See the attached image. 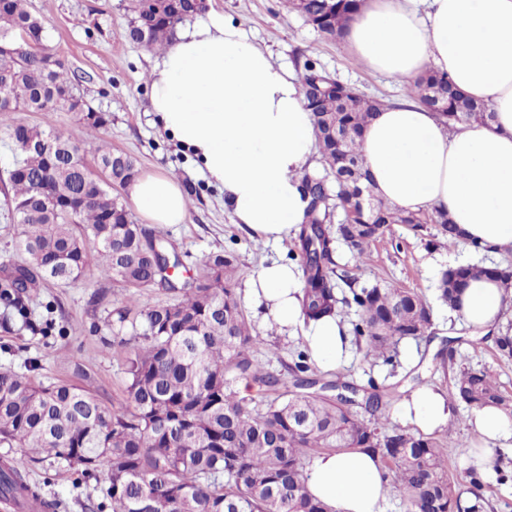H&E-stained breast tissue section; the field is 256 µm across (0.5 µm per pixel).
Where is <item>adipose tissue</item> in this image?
<instances>
[{
  "mask_svg": "<svg viewBox=\"0 0 512 512\" xmlns=\"http://www.w3.org/2000/svg\"><path fill=\"white\" fill-rule=\"evenodd\" d=\"M344 39L372 70L408 80L430 68L490 104L492 122L454 127L411 99L384 106L365 127L361 152L376 195L391 206L447 212L480 251L512 250V0H428L423 16L410 0H370ZM148 110L256 241L279 243L305 223L301 176L317 156L312 114L297 79L239 26L214 12L178 34L151 69ZM128 194L146 223L187 219L182 188L163 173L139 175ZM302 289L297 265L275 261L250 281L246 300L279 332H301L316 366L335 369L347 355L342 329L333 318L305 321ZM511 300L499 280H474L456 313L480 338ZM397 416L432 434L447 427L453 407L423 384L402 399ZM471 425L482 441L471 465L484 478L512 447V419L485 406L474 409ZM304 482L332 512H385L389 488L362 449L318 453Z\"/></svg>",
  "mask_w": 512,
  "mask_h": 512,
  "instance_id": "ef3b65f1",
  "label": "adipose tissue"
}]
</instances>
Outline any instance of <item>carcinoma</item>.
I'll return each mask as SVG.
<instances>
[{
	"instance_id": "cac0c4a2",
	"label": "carcinoma",
	"mask_w": 512,
	"mask_h": 512,
	"mask_svg": "<svg viewBox=\"0 0 512 512\" xmlns=\"http://www.w3.org/2000/svg\"><path fill=\"white\" fill-rule=\"evenodd\" d=\"M283 3L326 39L343 37L362 7L359 0ZM125 10L127 38L161 49L199 4L127 0ZM24 32L39 47L0 55V115L73 111L74 87L66 63L45 44V20L29 10L28 0H0V43ZM296 64L324 170L333 176L301 177L309 206L293 258L303 274L302 312L310 322L357 309L352 334L363 358L392 365L400 342L427 335L431 310L418 293L395 284L356 286L348 272L338 273L337 243L365 264L368 246L390 224L416 231L438 224L450 241L460 231L445 212L406 213L377 198L360 138L381 99L355 88L344 94L309 49L297 52ZM405 92L449 126L491 118L485 104L457 97L450 78L435 71L411 80ZM76 117L94 138L108 122L87 105ZM7 136L18 152L9 182L26 259L0 266V302L26 324V300L44 281L69 285L90 269L129 293L105 318L117 336L112 355L125 365L127 405L111 411L86 389L0 371V445L19 451L0 460L1 500L56 512L58 503L28 483L26 466L37 463L87 477L105 472L110 512H330L306 490L307 451L362 448L380 463L408 512H454L439 444L389 427L386 393L375 381L363 392L347 382L322 383L303 349L287 382L256 359L260 339L236 296L233 254L207 257L196 275L168 274L183 266L175 248L136 223L121 195L138 172L134 157L103 144L92 169L66 133L50 124H14ZM42 141L53 147L51 156L30 148ZM485 275L511 281L512 267L449 268L439 281L440 299L454 308L469 280ZM340 280L348 290L339 288ZM154 288L179 299L140 307L141 293ZM237 378L257 384L263 397H240L233 389ZM455 390L471 408L491 404L512 415V396L484 370H461Z\"/></svg>"
}]
</instances>
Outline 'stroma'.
Masks as SVG:
<instances>
[{
  "label": "stroma",
  "instance_id": "obj_1",
  "mask_svg": "<svg viewBox=\"0 0 512 512\" xmlns=\"http://www.w3.org/2000/svg\"><path fill=\"white\" fill-rule=\"evenodd\" d=\"M121 0H30V9L47 22V43L65 58L76 93L93 109L106 113L107 126L98 138L88 136L73 114L60 112L44 117L39 112H15L9 122H0V265L22 263L17 248L18 224L13 218L8 172L16 161L7 137L8 123L41 125L45 121L62 127L79 147L87 164H94L98 143L134 157L140 171L161 172L175 178L188 197V216L182 224H158L154 230L176 245L188 272H196L210 255L232 253L237 261L236 292L263 265L289 258L293 240L263 245L235 224L224 208L220 191L208 184L189 160L164 137L148 111L149 73L158 57L156 51L130 42L126 37L129 17ZM222 13L237 24L249 39L268 52L275 64L293 68L297 49L311 48L320 64L343 83L369 95L399 100L403 81L372 71L357 62L344 40H327L294 13L285 12L281 0H206L203 11L188 17L186 26L206 20L209 12ZM367 265H357L346 246L337 253L341 264L358 285L371 287L392 283L414 290L432 310L431 338L399 346L396 366L372 365L363 361L358 349L335 370L325 372L328 380L341 379L359 387L376 380L388 391L407 394L417 383L435 386L453 394L454 379L461 368L485 370L496 376L502 390L512 393V359L502 357L493 337L473 344L469 329L438 298V281L451 267L480 264L486 267L512 265V255L477 253L469 247L449 245L434 224L423 232L407 225H391L368 248ZM126 293L108 288L101 299H93L87 281L63 286L47 282L28 299L33 321L25 327L0 304V369L8 368L49 385L65 382L90 389L109 408L125 403V373L121 360L113 357V336L103 319L122 306ZM243 312L260 343L255 356L279 376H288V366L303 347L301 334L278 333L261 324L250 305ZM449 342L453 356H446L442 342ZM472 409L455 402L448 426L434 436L448 457V486L452 499L472 500L467 479V450L476 441L469 424ZM29 479L45 497L59 501L58 512H83L86 500L110 512L106 485L102 480L56 467L31 465Z\"/></svg>",
  "mask_w": 512,
  "mask_h": 512
}]
</instances>
